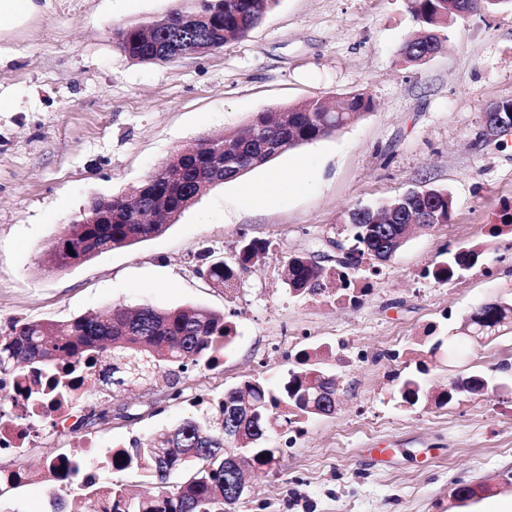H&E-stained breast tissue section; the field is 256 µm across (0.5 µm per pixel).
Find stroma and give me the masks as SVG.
Here are the masks:
<instances>
[{
    "label": "stroma",
    "instance_id": "obj_1",
    "mask_svg": "<svg viewBox=\"0 0 512 512\" xmlns=\"http://www.w3.org/2000/svg\"><path fill=\"white\" fill-rule=\"evenodd\" d=\"M182 0H44L41 12L0 36V330L15 320L66 321L121 305L198 306L224 313L237 335L220 370L198 368L180 399L145 386L105 395L140 419L89 429L97 460L145 439L213 398L261 376L284 383L295 354L324 347L339 379L334 414L305 419L273 470L247 468L235 512H486L512 500V333L481 344L462 319L512 296V245L487 237L512 202V132L486 136L483 114L512 101V8L449 19L442 49L419 62L401 49L415 33L407 0H279L246 37L205 54L137 63L114 33L163 19ZM363 93L371 112L327 138L290 149L236 180L210 187L162 234L49 271L45 256L95 196L124 195L177 150L244 127L259 112ZM306 164L305 184L260 207L243 185H265ZM414 187L447 191L449 223L414 230L380 266L359 303L290 294L289 256L325 240L353 243L345 222ZM271 250L232 290L197 272V255L231 259L241 236ZM485 243L483 262L450 284L427 277L452 247ZM435 326L443 345L419 374L416 342ZM484 376V394L408 406L403 380L435 393ZM389 449L387 460L373 451ZM69 434L0 468L31 479L0 484V512H53L47 457L74 453ZM491 486L459 505L457 483Z\"/></svg>",
    "mask_w": 512,
    "mask_h": 512
}]
</instances>
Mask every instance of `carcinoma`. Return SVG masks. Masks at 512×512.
<instances>
[{"instance_id": "1", "label": "carcinoma", "mask_w": 512, "mask_h": 512, "mask_svg": "<svg viewBox=\"0 0 512 512\" xmlns=\"http://www.w3.org/2000/svg\"><path fill=\"white\" fill-rule=\"evenodd\" d=\"M473 0H408V9L419 35L404 44L401 54L407 62L420 61L440 48V31L455 11ZM279 3V0H187L185 10H205L212 18L208 32L196 34L176 21L148 34L141 26L124 27L116 33L119 49L138 63H154L175 56L180 47L209 43L221 48L232 38L247 36ZM373 108L371 97L352 95L346 105L334 106L325 99L292 106L288 113L267 110L257 113L249 124L222 135L224 169L206 177L198 175L201 153L195 146L173 155L177 182L157 172L141 182L131 198H112V224H70L61 233L64 247L50 249L45 258L51 268L62 269L81 257L88 260L102 253L131 246L166 231L211 186L237 179L251 169L266 164L273 155L309 144L348 126L355 117ZM448 192L426 189L404 194L388 203L386 223L367 233L372 215L357 207L346 217L351 225L353 252L358 263L322 265L306 254L288 257L283 267V283L295 295L348 296L345 287L349 270L368 263L367 271L378 272L375 261L389 249L399 250L409 227L426 213L434 224H446L453 212ZM512 233V203L501 208L500 223L488 229L497 237ZM270 243L259 238L239 241L231 262H210L202 271L213 285L235 288L244 274L267 255ZM484 258L481 245L448 252V257L427 271L435 280L446 282L476 266ZM477 335L493 338L512 329V302L481 306L471 314ZM236 327L224 314L194 306L159 309L144 305L134 312L120 306L105 316H79L66 322L15 320L0 336V372L20 374L47 371L56 374L55 384L62 395L77 402L98 394L109 386L121 391L132 387L164 384L168 396H182L192 368L214 370L221 366L224 349L233 341ZM323 352L308 348L296 355L297 367L288 373L283 388L274 389L262 377L245 381L177 425L155 433L147 440L133 438L112 449L108 464L122 472L137 470L155 480L159 492L153 497H137L130 485L101 484L83 478L81 489L98 499V512H232L242 496L239 478L224 467V458L240 448L262 467L278 465L280 448L265 442L299 431L298 424L309 415L334 412L336 381L323 368ZM451 387L432 395L416 380H406L399 388L403 402L415 405L435 399L446 404L454 399ZM232 428L230 439L224 428ZM182 479L171 483V476Z\"/></svg>"}]
</instances>
